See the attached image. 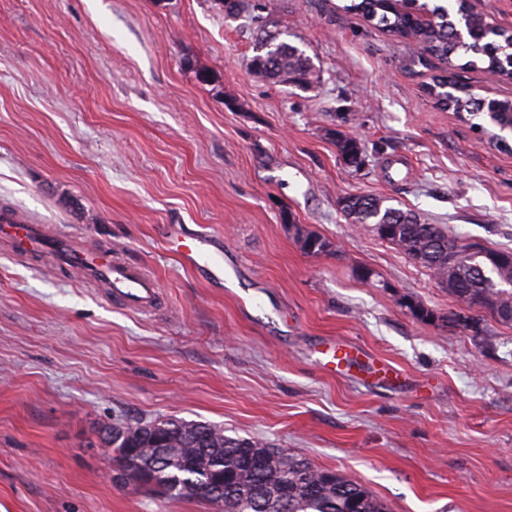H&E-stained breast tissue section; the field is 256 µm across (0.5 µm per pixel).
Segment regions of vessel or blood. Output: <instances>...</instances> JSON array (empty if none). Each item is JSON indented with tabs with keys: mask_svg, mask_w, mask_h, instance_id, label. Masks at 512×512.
Listing matches in <instances>:
<instances>
[{
	"mask_svg": "<svg viewBox=\"0 0 512 512\" xmlns=\"http://www.w3.org/2000/svg\"><path fill=\"white\" fill-rule=\"evenodd\" d=\"M0 239L18 251L36 255L43 253L47 246H54L64 266L78 270L87 281L103 284L107 296L128 309L148 311L154 309L158 302L159 290L155 280L142 268L123 260L118 253L109 250L90 252L67 236L47 242L39 225L24 223L8 214L0 216ZM174 252L184 267L208 269L214 281L231 283L235 266L225 260L223 253L214 251L209 236L197 234L175 239ZM319 364L330 372L356 368L381 381L397 373L391 364L375 362L367 358L361 349L342 343H326Z\"/></svg>",
	"mask_w": 512,
	"mask_h": 512,
	"instance_id": "obj_1",
	"label": "vessel or blood"
}]
</instances>
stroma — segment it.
Returning a JSON list of instances; mask_svg holds the SVG:
<instances>
[{"instance_id": "obj_1", "label": "stroma", "mask_w": 512, "mask_h": 512, "mask_svg": "<svg viewBox=\"0 0 512 512\" xmlns=\"http://www.w3.org/2000/svg\"><path fill=\"white\" fill-rule=\"evenodd\" d=\"M249 2L229 17L214 0H0V210L117 249L163 295L125 309L0 242V512H217L110 477L113 422L172 416L300 454L391 512H512V326H456L460 302L337 206L372 195L512 248V152L429 94L444 62L349 0ZM262 24L317 82L249 69ZM293 222L332 252L305 253ZM175 225L213 235L238 285L183 268ZM244 288L262 308L239 306ZM328 339L399 378L321 370ZM336 148L343 160L351 166L358 167L362 163L365 147L356 138L341 135L336 140Z\"/></svg>"}]
</instances>
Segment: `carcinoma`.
<instances>
[{
    "label": "carcinoma",
    "instance_id": "obj_1",
    "mask_svg": "<svg viewBox=\"0 0 512 512\" xmlns=\"http://www.w3.org/2000/svg\"><path fill=\"white\" fill-rule=\"evenodd\" d=\"M346 10L395 35L410 30L424 52L450 60L459 69H483L512 79V32L499 26L482 40L457 39L461 21L472 20L486 30L494 26L483 14L473 12L466 0L432 7L419 0H401L398 5L392 0H351ZM250 63L253 72L275 82L302 87L318 79L303 51L275 34L259 40ZM443 106L467 113L469 119L478 120L475 128L489 132L479 123L484 118L483 98L467 86ZM336 148L345 162L354 167L362 163L365 147L357 139L342 135ZM340 205L350 224L389 225L384 241L426 269L459 302L476 304L498 322L512 325V288L505 287L512 271V249L465 243L444 225L426 224L415 213L386 206L373 196H344ZM305 241L311 254L332 249L329 241L311 232ZM489 253L502 261L486 267L483 259ZM157 424L153 420L112 425L122 436L120 457L113 463L141 480H160L169 499L222 503L224 512H389L362 485L296 454L227 435L224 428L208 422L178 418L164 429Z\"/></svg>",
    "mask_w": 512,
    "mask_h": 512
}]
</instances>
